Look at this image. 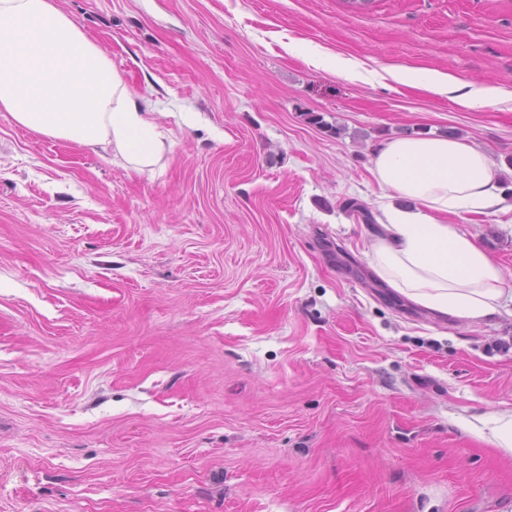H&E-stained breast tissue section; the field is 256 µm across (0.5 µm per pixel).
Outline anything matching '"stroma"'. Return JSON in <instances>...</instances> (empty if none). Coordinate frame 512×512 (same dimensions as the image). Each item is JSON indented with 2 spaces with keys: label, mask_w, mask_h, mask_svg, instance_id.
I'll return each mask as SVG.
<instances>
[{
  "label": "stroma",
  "mask_w": 512,
  "mask_h": 512,
  "mask_svg": "<svg viewBox=\"0 0 512 512\" xmlns=\"http://www.w3.org/2000/svg\"><path fill=\"white\" fill-rule=\"evenodd\" d=\"M55 4L172 148L139 174L0 112V512H512V315L437 316L365 257L383 140L452 130L506 167L512 0ZM458 226L512 275V212ZM305 58L315 62L318 65L324 64L334 73H342L353 79H361L365 76L364 71L352 63L349 59L336 55H330L325 52L324 49L319 45L308 47ZM386 74V75H385ZM385 74L373 72L375 79L391 77L395 82L406 86H421L436 96H448L458 84L457 79L448 72L431 69H394L385 70ZM502 91L495 85H484L469 92L456 95L455 101L457 105L464 109L473 108L477 103L491 104L501 98Z\"/></svg>",
  "instance_id": "1"
}]
</instances>
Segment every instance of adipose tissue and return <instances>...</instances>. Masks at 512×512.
I'll return each instance as SVG.
<instances>
[{
  "label": "adipose tissue",
  "mask_w": 512,
  "mask_h": 512,
  "mask_svg": "<svg viewBox=\"0 0 512 512\" xmlns=\"http://www.w3.org/2000/svg\"><path fill=\"white\" fill-rule=\"evenodd\" d=\"M391 78L457 105L498 101L484 85L455 94L444 71L394 69ZM33 132L82 147L111 146L138 172L153 170L166 150L164 134L111 60L54 0H0V112ZM370 172L393 205L384 234L366 259L412 302L443 316L483 319L499 314L505 294L501 268L449 216L505 210L497 165L461 138L424 133L386 140Z\"/></svg>",
  "instance_id": "ef3b65f1"
}]
</instances>
